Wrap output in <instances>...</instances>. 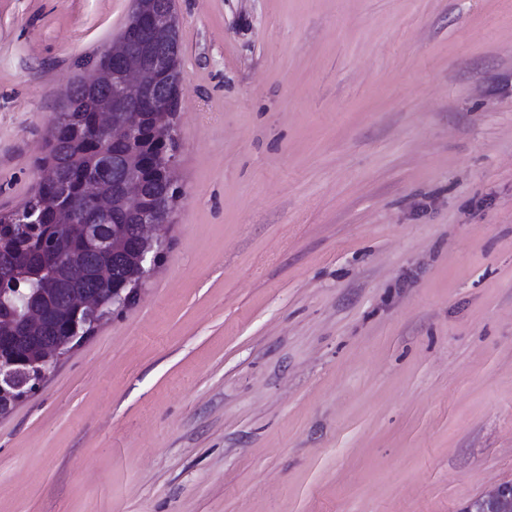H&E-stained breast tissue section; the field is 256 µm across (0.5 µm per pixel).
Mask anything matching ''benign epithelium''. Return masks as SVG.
<instances>
[{
	"mask_svg": "<svg viewBox=\"0 0 512 512\" xmlns=\"http://www.w3.org/2000/svg\"><path fill=\"white\" fill-rule=\"evenodd\" d=\"M153 42L164 50L154 52L150 63L165 75L178 73L171 87L162 89L164 100L158 103L157 111L151 113L149 122L137 121L135 124L117 125L114 112L118 111V101L140 94L148 79L147 63L142 55H128L123 66L111 70L102 65L85 73L83 86L110 87L112 110H103L96 115L95 127L102 134L114 133L112 141L131 145V149L122 155L124 160V180L119 193L112 195L94 183L84 186L87 202V219L83 224L73 223V205L68 200L69 190L58 189L50 201L53 223L71 228L81 238L84 247L101 257H108L124 249V244L113 237L107 224L115 202H120L128 210L136 213L141 247L132 258L134 268L141 278H146L158 266L159 257L156 247L166 239L167 224L170 221L174 205L180 195V187L175 177L177 163V132L172 120L179 99L183 76L179 75V20L175 9L169 7L153 14ZM149 178H155L166 184L173 196L162 210L150 206L144 196V184ZM131 292L118 289L111 298L100 301L96 296L83 292L75 293L66 306L78 313L82 312L95 326L112 319L128 304ZM66 345L42 346L30 353V361L42 366L41 373L48 376L65 353ZM44 381L30 384L27 371L16 361L0 359V404H10L22 392L30 397L43 388ZM512 495V483H500L482 496L471 501L465 512H499L498 503Z\"/></svg>",
	"mask_w": 512,
	"mask_h": 512,
	"instance_id": "benign-epithelium-1",
	"label": "benign epithelium"
}]
</instances>
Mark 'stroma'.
I'll return each instance as SVG.
<instances>
[{"instance_id": "35a3bbf8", "label": "stroma", "mask_w": 512, "mask_h": 512, "mask_svg": "<svg viewBox=\"0 0 512 512\" xmlns=\"http://www.w3.org/2000/svg\"><path fill=\"white\" fill-rule=\"evenodd\" d=\"M182 195L0 417V512H463L512 482V0H174ZM132 0H0V211Z\"/></svg>"}]
</instances>
